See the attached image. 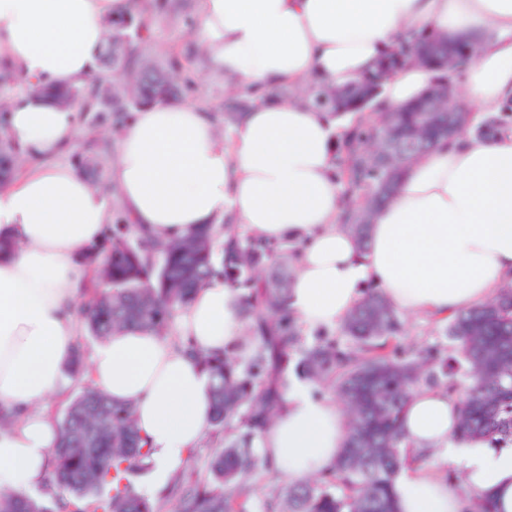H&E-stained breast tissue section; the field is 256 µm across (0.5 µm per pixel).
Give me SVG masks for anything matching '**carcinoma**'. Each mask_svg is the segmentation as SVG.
I'll return each instance as SVG.
<instances>
[{
	"instance_id": "1",
	"label": "carcinoma",
	"mask_w": 512,
	"mask_h": 512,
	"mask_svg": "<svg viewBox=\"0 0 512 512\" xmlns=\"http://www.w3.org/2000/svg\"><path fill=\"white\" fill-rule=\"evenodd\" d=\"M132 2L127 16L105 20L110 35L101 57L103 75L52 91L62 107L111 116L114 132L141 107L194 99L199 93L189 59L143 51L155 19L190 22L185 0ZM455 41L434 33L400 41L353 90L381 87L408 61L428 68V51ZM270 97L299 98L334 117L354 115L341 134L336 175L343 184L340 222L362 253L378 209L394 197L407 169L448 138V130L456 135L469 128L494 140L512 128L511 114L477 120L453 95L429 115L414 111V101L401 112L366 115L336 88L314 84L301 97L286 86L266 95L243 87L232 91L215 109L217 131L238 125L252 106ZM13 106L14 98L0 96V189L11 184L21 162L7 135ZM81 167L94 188L118 199V186L105 179L93 157H83ZM298 253L290 240L270 242L229 224L205 225L163 244L135 232L116 211L104 242L87 256L95 282L81 323L89 336L101 341L137 328L168 339L174 318L212 276L222 277L241 295L247 340L240 347L206 353L189 339L171 337L176 350L210 378L209 426L222 438V450L213 457L207 479L183 468L172 475L167 494L146 497L135 482L152 463L133 406L113 403L88 383L61 419L43 496L0 494V512H53L52 503L62 512H84V503L94 512H243L258 491L265 512H400L395 482L408 460L402 419L421 387L458 397L456 440L512 442V281L492 301L448 318L442 333L457 353L453 358L440 347L406 342L402 315L377 289L346 317L341 335L350 341L343 345L327 334L308 339L289 307ZM294 378L342 401L344 446L314 479L259 489L253 477L270 470L271 463L255 447V438L285 411Z\"/></svg>"
}]
</instances>
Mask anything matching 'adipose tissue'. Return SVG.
<instances>
[{"label":"adipose tissue","mask_w":512,"mask_h":512,"mask_svg":"<svg viewBox=\"0 0 512 512\" xmlns=\"http://www.w3.org/2000/svg\"><path fill=\"white\" fill-rule=\"evenodd\" d=\"M131 0H0V67L23 82L77 86L97 71L106 17ZM202 62L225 80L267 91L325 82L341 88L371 72L395 40L426 31L477 40L462 84L477 113L512 105V0H198ZM433 82L408 64L377 105L396 108ZM13 142L41 160L72 144L76 112L21 94L8 116ZM333 123L309 105L271 100L219 137L204 107L162 103L140 109L117 144L110 203L76 167H33L0 190V407L20 411L0 429V489L43 488L59 439L41 402L67 387L77 325L70 308L86 277L84 257L102 241L113 206L136 229L180 238L233 215L247 231L300 246L289 305L304 327H336L376 286L399 311L446 319L491 300L512 280V133L446 141L413 164L395 199L377 214L370 247L358 253L339 226ZM179 335L220 352L243 341L240 298L222 278L201 287ZM87 378L118 403H133L163 485L208 429L209 378L168 341L130 328L98 344ZM456 399L431 389L411 398L403 434L420 460L400 478L402 512H468L489 500L512 512V447L457 442ZM344 440V416L308 386L292 387L286 410L257 441L291 479L319 472ZM465 476L464 493L445 478Z\"/></svg>","instance_id":"ef3b65f1"}]
</instances>
